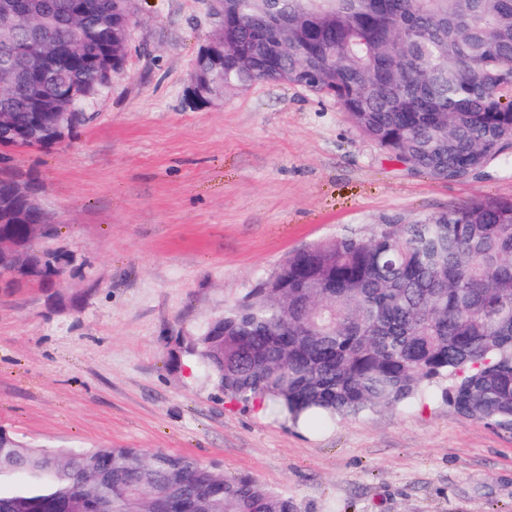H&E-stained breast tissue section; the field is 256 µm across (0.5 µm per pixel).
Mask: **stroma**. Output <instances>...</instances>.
<instances>
[{
  "mask_svg": "<svg viewBox=\"0 0 512 512\" xmlns=\"http://www.w3.org/2000/svg\"><path fill=\"white\" fill-rule=\"evenodd\" d=\"M211 0H136L124 72L64 144L5 150L76 262L0 289V428L51 447L162 449L250 476L299 512H512V430L434 397L309 432L225 401L176 339L289 253L512 198V158L464 182L407 173L333 101L262 82L188 94Z\"/></svg>",
  "mask_w": 512,
  "mask_h": 512,
  "instance_id": "35a3bbf8",
  "label": "stroma"
}]
</instances>
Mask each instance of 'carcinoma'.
<instances>
[{"mask_svg": "<svg viewBox=\"0 0 512 512\" xmlns=\"http://www.w3.org/2000/svg\"><path fill=\"white\" fill-rule=\"evenodd\" d=\"M0 11V113L96 95L126 0ZM35 86L16 90L18 45ZM334 101L411 174L464 182L512 152V0H225L224 91L265 79ZM28 241V225L0 224ZM208 381L296 425L397 409L439 389L512 427V198L339 234L288 256L236 307L177 337ZM0 512H298L195 458L48 448L0 430Z\"/></svg>", "mask_w": 512, "mask_h": 512, "instance_id": "cac0c4a2", "label": "carcinoma"}]
</instances>
